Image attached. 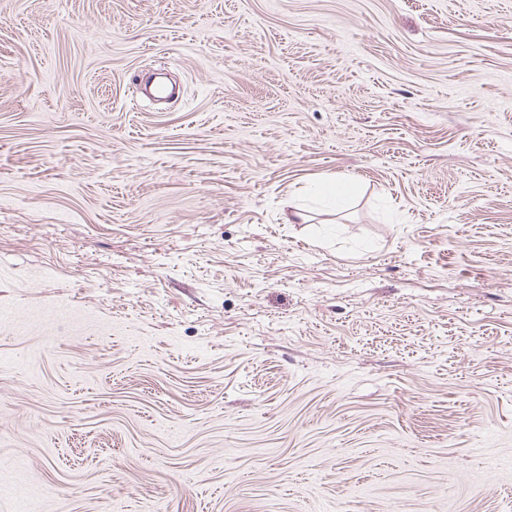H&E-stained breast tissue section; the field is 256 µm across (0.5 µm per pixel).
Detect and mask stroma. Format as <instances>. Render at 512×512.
Returning <instances> with one entry per match:
<instances>
[{"label":"stroma","mask_w":512,"mask_h":512,"mask_svg":"<svg viewBox=\"0 0 512 512\" xmlns=\"http://www.w3.org/2000/svg\"><path fill=\"white\" fill-rule=\"evenodd\" d=\"M0 512H512V0H0Z\"/></svg>","instance_id":"stroma-1"}]
</instances>
